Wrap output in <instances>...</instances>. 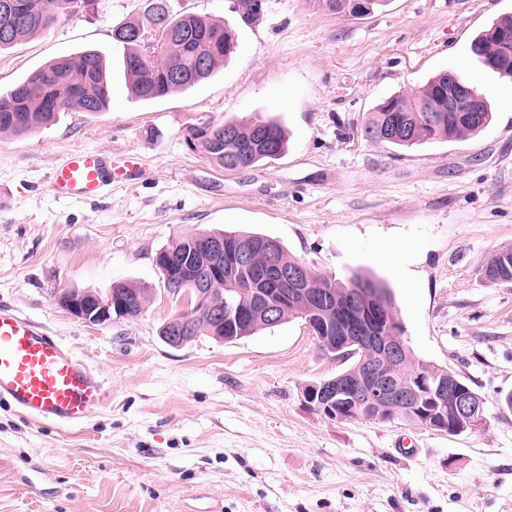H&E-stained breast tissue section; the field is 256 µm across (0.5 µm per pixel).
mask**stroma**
I'll return each mask as SVG.
<instances>
[{
    "instance_id": "1",
    "label": "stroma",
    "mask_w": 512,
    "mask_h": 512,
    "mask_svg": "<svg viewBox=\"0 0 512 512\" xmlns=\"http://www.w3.org/2000/svg\"><path fill=\"white\" fill-rule=\"evenodd\" d=\"M143 0H99L0 51V91L53 58L105 50L109 111L67 112L0 134V304L44 326L102 378L106 407L62 429L0 402V512H512V285L482 274L512 246V80L472 56L512 0H386L343 18L318 0H267L239 21L232 0H171L224 20L238 48L199 86L132 97L114 26ZM455 70L490 104L476 137L397 150L362 137L374 106ZM270 116L281 159L227 172L185 143L206 120ZM146 156L151 175L101 198L47 184L75 149ZM266 234L317 273L383 279L417 359L485 400L486 425L451 435L307 411L306 385L347 368L294 320L235 342L174 348L159 329L181 309L155 255L174 237ZM147 289L135 317L92 325L65 289Z\"/></svg>"
}]
</instances>
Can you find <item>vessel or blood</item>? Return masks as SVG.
Segmentation results:
<instances>
[{
	"label": "vessel or blood",
	"mask_w": 512,
	"mask_h": 512,
	"mask_svg": "<svg viewBox=\"0 0 512 512\" xmlns=\"http://www.w3.org/2000/svg\"><path fill=\"white\" fill-rule=\"evenodd\" d=\"M140 154L112 160L94 150L70 153L49 188L58 197H95L115 184H137L146 176ZM109 398L104 381L71 349L17 309L0 305V400L38 423L82 426Z\"/></svg>",
	"instance_id": "1"
}]
</instances>
